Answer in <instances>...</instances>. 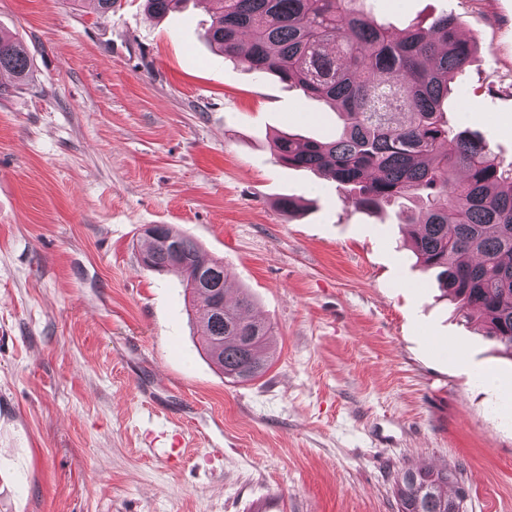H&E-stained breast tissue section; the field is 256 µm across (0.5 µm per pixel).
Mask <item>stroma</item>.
I'll use <instances>...</instances> for the list:
<instances>
[{
  "label": "stroma",
  "mask_w": 512,
  "mask_h": 512,
  "mask_svg": "<svg viewBox=\"0 0 512 512\" xmlns=\"http://www.w3.org/2000/svg\"><path fill=\"white\" fill-rule=\"evenodd\" d=\"M392 33L454 16L477 50L444 105L512 162V0H358ZM210 0H0L34 78L0 75V512H397L404 467L457 464L467 512H512V358L457 313L398 206L278 162L340 121L213 55ZM298 200L293 215L277 202ZM171 225L274 327L271 368L211 363ZM495 385H488V378Z\"/></svg>",
  "instance_id": "35a3bbf8"
}]
</instances>
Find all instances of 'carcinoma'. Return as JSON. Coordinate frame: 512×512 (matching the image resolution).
<instances>
[{
  "mask_svg": "<svg viewBox=\"0 0 512 512\" xmlns=\"http://www.w3.org/2000/svg\"><path fill=\"white\" fill-rule=\"evenodd\" d=\"M161 18L185 0H144ZM357 0H211L212 50L250 70L272 72L304 95L330 104L342 129L327 141L274 139L279 162L319 173L354 207L377 211L408 201L411 246L436 271L463 318L512 357V167L485 142L454 131L441 105L475 42L454 17L395 36L353 8ZM32 77L28 50L0 36V73ZM146 267L172 273L198 302L192 319L204 351L224 376L247 383L270 367L273 327L254 317L246 293L227 301L224 262L166 224L144 235ZM224 316L209 314L214 298ZM460 466L401 470L398 512H467Z\"/></svg>",
  "mask_w": 512,
  "mask_h": 512,
  "instance_id": "1",
  "label": "carcinoma"
}]
</instances>
